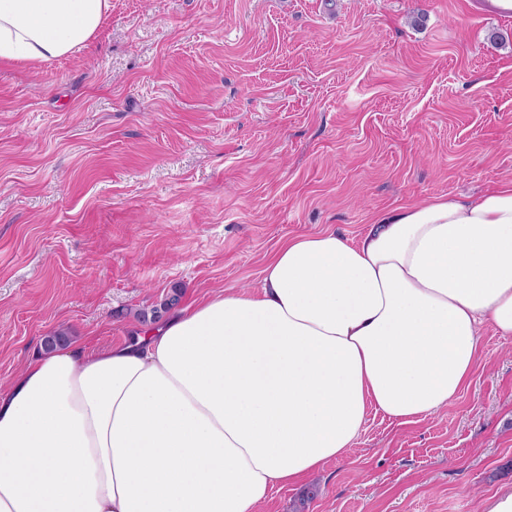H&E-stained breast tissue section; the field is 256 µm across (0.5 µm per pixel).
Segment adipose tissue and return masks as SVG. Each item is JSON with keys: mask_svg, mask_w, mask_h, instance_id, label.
<instances>
[{"mask_svg": "<svg viewBox=\"0 0 512 512\" xmlns=\"http://www.w3.org/2000/svg\"><path fill=\"white\" fill-rule=\"evenodd\" d=\"M109 0H0V59L95 37ZM512 341V182L288 238L254 293L173 308L101 353L39 350L0 389V512H257L347 458L369 410L409 425Z\"/></svg>", "mask_w": 512, "mask_h": 512, "instance_id": "obj_1", "label": "adipose tissue"}]
</instances>
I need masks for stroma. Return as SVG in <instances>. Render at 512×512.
Wrapping results in <instances>:
<instances>
[{
    "mask_svg": "<svg viewBox=\"0 0 512 512\" xmlns=\"http://www.w3.org/2000/svg\"><path fill=\"white\" fill-rule=\"evenodd\" d=\"M512 181V24L464 0H111L81 51L0 63V385L102 351L172 285L257 286L289 237ZM512 485V341L259 512H476Z\"/></svg>",
    "mask_w": 512,
    "mask_h": 512,
    "instance_id": "stroma-1",
    "label": "stroma"
}]
</instances>
